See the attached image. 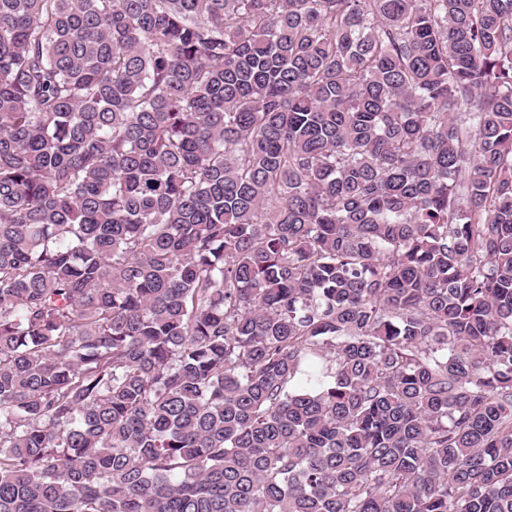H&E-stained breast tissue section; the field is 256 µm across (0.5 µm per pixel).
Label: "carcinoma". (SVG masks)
<instances>
[{
	"label": "carcinoma",
	"instance_id": "carcinoma-1",
	"mask_svg": "<svg viewBox=\"0 0 512 512\" xmlns=\"http://www.w3.org/2000/svg\"><path fill=\"white\" fill-rule=\"evenodd\" d=\"M0 512H512V0H0Z\"/></svg>",
	"mask_w": 512,
	"mask_h": 512
}]
</instances>
